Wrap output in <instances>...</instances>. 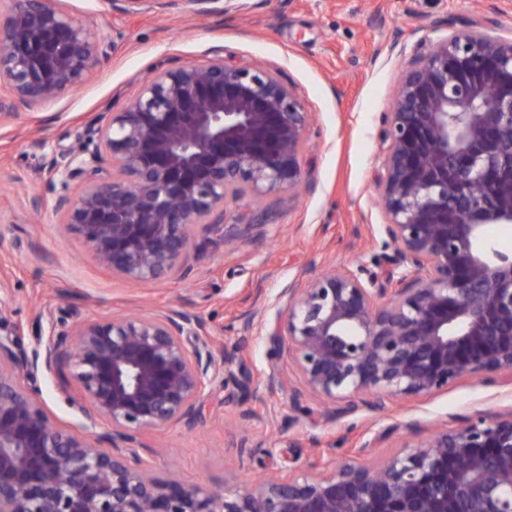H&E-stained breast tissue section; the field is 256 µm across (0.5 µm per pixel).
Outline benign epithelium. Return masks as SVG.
<instances>
[{"label":"benign epithelium","mask_w":512,"mask_h":512,"mask_svg":"<svg viewBox=\"0 0 512 512\" xmlns=\"http://www.w3.org/2000/svg\"><path fill=\"white\" fill-rule=\"evenodd\" d=\"M181 2L202 16L248 7ZM105 57L95 28L61 0H9L0 125L69 95ZM310 123L276 72L215 49L91 119L77 149L50 159L46 185L60 224L113 275L155 282L180 270L198 232L238 238L224 224L229 202L303 184ZM380 143L371 263L288 285L269 323L250 310L237 317L242 336L268 346L266 388L316 424L464 379L512 384V254L486 236L490 224H512V36L457 31L410 57ZM11 301L1 277L0 512H512V409L364 431L340 458L317 451L243 488L176 485L122 449L149 430L195 429L217 381L252 417L246 357L217 354L207 322L182 309L62 317L28 351ZM43 374L110 430L53 422L33 387ZM394 435L396 450L373 456Z\"/></svg>","instance_id":"benign-epithelium-1"}]
</instances>
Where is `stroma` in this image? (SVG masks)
Segmentation results:
<instances>
[{
  "instance_id": "35a3bbf8",
  "label": "stroma",
  "mask_w": 512,
  "mask_h": 512,
  "mask_svg": "<svg viewBox=\"0 0 512 512\" xmlns=\"http://www.w3.org/2000/svg\"><path fill=\"white\" fill-rule=\"evenodd\" d=\"M79 21L94 25L111 47L107 60L73 94L0 126V273L7 275L25 344L46 332L50 317L106 319L132 309L161 313L186 308L211 327L216 347L240 346L257 372L269 367L264 342L241 337L236 316L247 309L274 319L277 293L298 277L370 258L379 245L367 227L381 223L375 181L381 167L377 131L395 102L404 58L392 39L426 51L433 40L481 23L512 33V0H249L231 17L197 16L180 0L141 13H120L109 0H64ZM223 49L237 62L276 71L312 114L304 152L306 186L268 202L264 224L251 226L254 202L229 204L225 221L245 225L236 246L199 233L181 270L157 283H131L97 263L67 233L44 193L53 154L74 145L79 127L104 106L121 110L140 86L163 69L205 60ZM43 193L40 216L27 197ZM52 419L76 431L87 422L77 406L38 380ZM211 414L194 430L143 434L139 453L175 483L233 488L260 470L287 473L309 454L292 438L318 435L325 454L341 453L349 427L377 431L395 420L435 421L474 408L512 407V389L487 390L463 380L430 398L399 401L389 414L361 411L321 429L293 419L286 399L258 386L254 415L239 422L237 399L215 388ZM263 455L256 468L250 454Z\"/></svg>"
}]
</instances>
